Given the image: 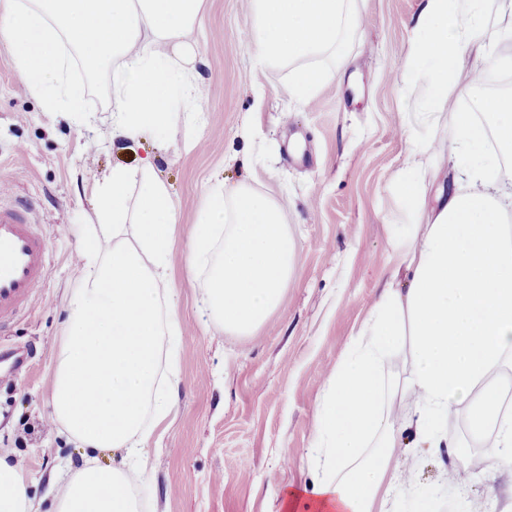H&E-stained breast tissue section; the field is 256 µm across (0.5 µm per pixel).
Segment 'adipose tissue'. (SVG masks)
<instances>
[{
  "label": "adipose tissue",
  "instance_id": "adipose-tissue-1",
  "mask_svg": "<svg viewBox=\"0 0 512 512\" xmlns=\"http://www.w3.org/2000/svg\"><path fill=\"white\" fill-rule=\"evenodd\" d=\"M203 0H0L12 63L47 112L79 114L74 67L108 74L112 135L171 137L173 116L193 110L191 67ZM362 28L359 0H251L246 42L259 63L286 72L289 94L311 102L348 64ZM401 82L424 87L426 133L412 137L400 177L403 222L390 247L389 282L329 375L316 410L319 476L311 512H395L404 483L397 449L444 448L464 462L448 428L465 422L484 472L512 474V413L501 378L512 367V191L483 151L475 113L491 117L512 148V95L475 90L492 70L512 71V0H422ZM472 92L450 103L449 75ZM451 126L455 176L425 199L435 132ZM79 274L52 372V415L68 440L121 452L120 468L95 460L55 480L51 512H156L129 481L144 475L145 449L175 409L161 385L168 337L179 331L170 276L176 203L150 161L113 167L95 186ZM401 356L407 377L386 372ZM0 512H35L28 475L0 456Z\"/></svg>",
  "mask_w": 512,
  "mask_h": 512
}]
</instances>
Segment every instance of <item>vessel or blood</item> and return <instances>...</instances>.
<instances>
[{"mask_svg": "<svg viewBox=\"0 0 512 512\" xmlns=\"http://www.w3.org/2000/svg\"><path fill=\"white\" fill-rule=\"evenodd\" d=\"M47 274V237L30 209L0 203V326L30 304Z\"/></svg>", "mask_w": 512, "mask_h": 512, "instance_id": "b4317fda", "label": "vessel or blood"}]
</instances>
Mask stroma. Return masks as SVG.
Returning <instances> with one entry per match:
<instances>
[{
	"mask_svg": "<svg viewBox=\"0 0 512 512\" xmlns=\"http://www.w3.org/2000/svg\"><path fill=\"white\" fill-rule=\"evenodd\" d=\"M420 0H361L364 33L341 78L310 104L290 97L284 71L256 65L242 33L250 0H205L193 62L204 123L200 144L177 118L170 140L112 138L106 77H74L87 89V119L44 111L12 65L0 20V189L31 201L49 237L47 281L0 331V455L30 478L49 512L60 468L86 453L50 421L52 370L67 318V290L94 204L92 186L115 166L153 163L177 202L171 276L181 315L175 419L147 446L149 495L158 512H277L291 489L312 487L309 450L324 383L394 268L390 224L400 212L398 176L419 130L423 93L403 95ZM249 179L283 206L296 270L279 308L250 336L212 333L183 255L208 183ZM410 486L437 512H505L511 478L476 477L447 451L402 447Z\"/></svg>",
	"mask_w": 512,
	"mask_h": 512,
	"instance_id": "1",
	"label": "stroma"
}]
</instances>
